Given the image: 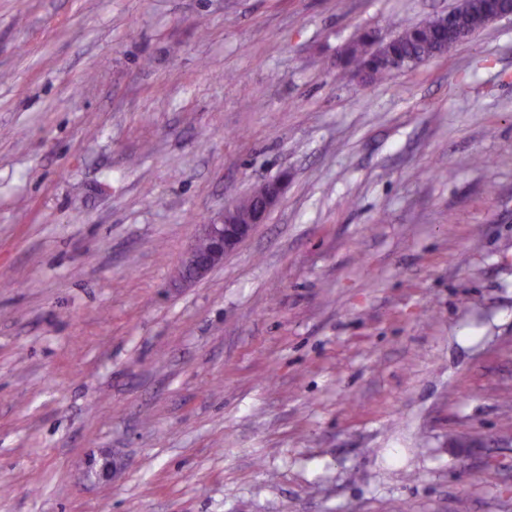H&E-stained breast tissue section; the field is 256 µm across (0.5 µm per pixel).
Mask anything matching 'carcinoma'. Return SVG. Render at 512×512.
I'll return each mask as SVG.
<instances>
[{"instance_id": "carcinoma-1", "label": "carcinoma", "mask_w": 512, "mask_h": 512, "mask_svg": "<svg viewBox=\"0 0 512 512\" xmlns=\"http://www.w3.org/2000/svg\"><path fill=\"white\" fill-rule=\"evenodd\" d=\"M486 0H462L452 10V25L460 32L477 34L480 32V17L484 12ZM457 45V42L444 35L436 23L427 22L409 26L394 36L388 45L373 46L370 36L363 34L344 49L347 64L358 72H368L373 81H384L392 73L385 59L390 56H406L418 62L424 61L437 53H445Z\"/></svg>"}]
</instances>
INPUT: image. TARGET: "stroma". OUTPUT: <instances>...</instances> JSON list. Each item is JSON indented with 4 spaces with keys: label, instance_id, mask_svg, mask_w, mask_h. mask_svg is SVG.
<instances>
[{
    "label": "stroma",
    "instance_id": "1",
    "mask_svg": "<svg viewBox=\"0 0 512 512\" xmlns=\"http://www.w3.org/2000/svg\"><path fill=\"white\" fill-rule=\"evenodd\" d=\"M456 5L0 0V512H512V18L341 58ZM369 35L362 34L349 44L344 49V57L346 63L353 65L357 72L368 70L369 78L379 82L394 72L384 62L387 57L406 56L421 62L435 56L436 52L445 53L459 44L441 33L432 20L404 28L384 47H373V41L377 40L374 35ZM288 183L287 175L264 183L263 192L254 199L250 219L247 223L235 220V205L230 203L207 224H199L198 233L187 249L178 268L177 277L190 285L205 277L224 259L233 254L260 224H265L271 211L278 204ZM203 242L200 247L199 243Z\"/></svg>",
    "mask_w": 512,
    "mask_h": 512
}]
</instances>
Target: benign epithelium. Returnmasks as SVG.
Masks as SVG:
<instances>
[{"label": "benign epithelium", "instance_id": "7a95c632", "mask_svg": "<svg viewBox=\"0 0 512 512\" xmlns=\"http://www.w3.org/2000/svg\"><path fill=\"white\" fill-rule=\"evenodd\" d=\"M485 23L512 16V4L508 0H496L485 11ZM288 183V174L264 183L263 192L254 199L250 219L246 223L235 220V204L230 203L206 224L199 225L198 233L187 249L178 268L180 282L190 285L205 277L224 259L233 254L255 231L266 223L271 211L278 204ZM205 249H200L199 243Z\"/></svg>", "mask_w": 512, "mask_h": 512}]
</instances>
